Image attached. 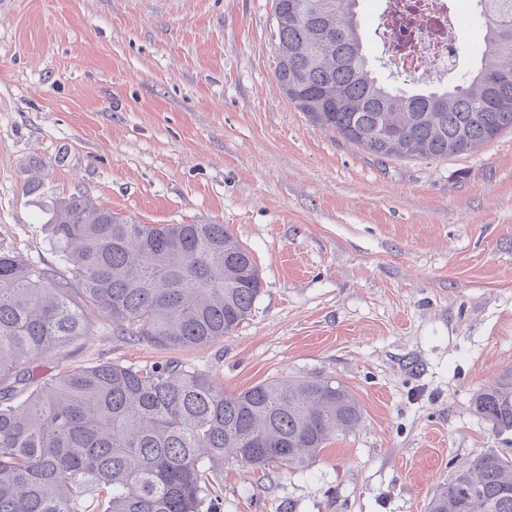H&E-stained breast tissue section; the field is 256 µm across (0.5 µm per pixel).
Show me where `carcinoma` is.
<instances>
[{
    "label": "carcinoma",
    "mask_w": 512,
    "mask_h": 512,
    "mask_svg": "<svg viewBox=\"0 0 512 512\" xmlns=\"http://www.w3.org/2000/svg\"><path fill=\"white\" fill-rule=\"evenodd\" d=\"M484 64L452 88L410 94L364 53L357 0H274L276 79L314 123L372 155L436 159L512 130V0H475ZM56 265L0 252V512H212L224 461L307 468L361 420L331 376L224 393L189 365L103 361L36 382L30 365L95 332L162 349L205 347L245 323L262 292L250 252L222 224H137L84 195L47 220ZM475 411L512 431V370ZM428 512H512V456L460 464Z\"/></svg>",
    "instance_id": "obj_1"
}]
</instances>
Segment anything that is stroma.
<instances>
[{
	"label": "stroma",
	"mask_w": 512,
	"mask_h": 512,
	"mask_svg": "<svg viewBox=\"0 0 512 512\" xmlns=\"http://www.w3.org/2000/svg\"><path fill=\"white\" fill-rule=\"evenodd\" d=\"M358 0L363 45L409 89ZM273 0H0V252L56 259L81 192L142 224L224 225L263 290L224 340L165 350L95 333L41 377L183 361L237 394L330 375L351 433L307 469L228 462L220 512H427L454 469L512 450L474 409L512 368V131L463 155L380 159L311 122L275 78Z\"/></svg>",
	"instance_id": "1"
}]
</instances>
